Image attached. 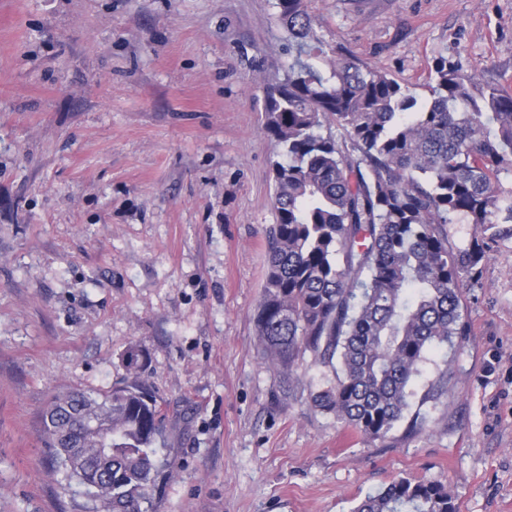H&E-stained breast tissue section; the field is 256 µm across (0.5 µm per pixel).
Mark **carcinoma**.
I'll list each match as a JSON object with an SVG mask.
<instances>
[{"mask_svg":"<svg viewBox=\"0 0 512 512\" xmlns=\"http://www.w3.org/2000/svg\"><path fill=\"white\" fill-rule=\"evenodd\" d=\"M295 43L286 78L272 86L264 134L282 150L273 164L276 223L266 231L268 268L255 315L263 356L283 375L309 352L333 379L314 406L370 440L412 410V384L430 352L463 335L462 297L492 251L512 238V94L483 86L459 61L433 65L421 103L350 49L319 37L304 0H277ZM344 131L323 135L326 125ZM470 224L464 248L448 225ZM132 377L106 393L54 396L43 418L50 469L85 489L87 512H149L162 474L153 445L164 413ZM438 372L420 398L443 393ZM353 512H458L440 484L396 477Z\"/></svg>","mask_w":512,"mask_h":512,"instance_id":"obj_1","label":"carcinoma"}]
</instances>
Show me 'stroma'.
<instances>
[{
	"label": "stroma",
	"instance_id": "obj_1",
	"mask_svg": "<svg viewBox=\"0 0 512 512\" xmlns=\"http://www.w3.org/2000/svg\"><path fill=\"white\" fill-rule=\"evenodd\" d=\"M277 0H0V512H85L50 473L49 399L129 379L166 419L154 512H351L396 476L459 512H512V240L463 296L466 336L431 354L427 424L368 442L259 353L275 223L262 131L289 36ZM314 27L420 101L435 58L512 92V0H304Z\"/></svg>",
	"mask_w": 512,
	"mask_h": 512
}]
</instances>
